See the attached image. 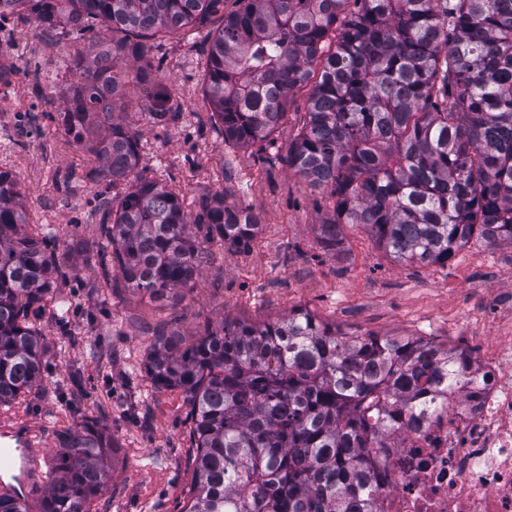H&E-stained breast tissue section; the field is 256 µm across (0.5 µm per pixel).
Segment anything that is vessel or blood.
Listing matches in <instances>:
<instances>
[{
	"instance_id": "b4317fda",
	"label": "vessel or blood",
	"mask_w": 512,
	"mask_h": 512,
	"mask_svg": "<svg viewBox=\"0 0 512 512\" xmlns=\"http://www.w3.org/2000/svg\"><path fill=\"white\" fill-rule=\"evenodd\" d=\"M42 453L40 434L17 427H1L0 494L30 497L42 479L39 465Z\"/></svg>"
}]
</instances>
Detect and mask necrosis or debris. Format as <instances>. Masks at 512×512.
Masks as SVG:
<instances>
[{"instance_id":"4bbe7bcc","label":"necrosis or debris","mask_w":512,"mask_h":512,"mask_svg":"<svg viewBox=\"0 0 512 512\" xmlns=\"http://www.w3.org/2000/svg\"><path fill=\"white\" fill-rule=\"evenodd\" d=\"M16 13L0 0V112L13 121L46 109L13 50ZM377 512H512V341L472 358L437 408L405 419L370 451Z\"/></svg>"}]
</instances>
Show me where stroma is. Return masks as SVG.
Returning <instances> with one entry per match:
<instances>
[{
  "label": "stroma",
  "instance_id": "1",
  "mask_svg": "<svg viewBox=\"0 0 512 512\" xmlns=\"http://www.w3.org/2000/svg\"><path fill=\"white\" fill-rule=\"evenodd\" d=\"M221 16L185 34L158 39L154 64L168 79L178 116L156 123L144 104L125 119L137 133L139 165L133 178L112 180L97 155L95 137L75 143L58 115L41 112L32 136H18L0 156L13 168L31 229L50 241L62 273L31 317L43 337L42 382L0 421L39 427L46 451L42 472L74 420L104 425L115 449L110 479L91 512H183L193 487L196 451L192 407L178 388L151 385L144 366L159 335L182 347L225 319L269 322L304 308L356 336L433 339L472 349L477 337L512 334V242L473 237L448 263L429 267L394 261L363 227L347 224L331 251L318 243L332 209L329 192L309 186L284 162L301 130L309 91L294 90L287 113L263 142L233 147L224 141L205 99L210 38ZM88 39L67 27L22 26L18 52L41 72L48 100L65 105L61 81L77 85ZM175 189L188 218L220 195L229 207L260 217L248 247L229 250L206 230L196 232L207 260L191 290L159 301L120 285L102 289L106 243L100 223L136 181ZM503 303L494 319L484 306Z\"/></svg>",
  "mask_w": 512,
  "mask_h": 512
}]
</instances>
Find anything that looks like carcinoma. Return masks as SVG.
<instances>
[{"instance_id":"obj_1","label":"carcinoma","mask_w":512,"mask_h":512,"mask_svg":"<svg viewBox=\"0 0 512 512\" xmlns=\"http://www.w3.org/2000/svg\"><path fill=\"white\" fill-rule=\"evenodd\" d=\"M208 55L206 96L224 139L264 141L308 87L302 131L285 164L330 189L320 224L336 247L359 224L396 261L443 264L474 234L512 242V0H242ZM224 0H46L40 22L63 15L79 34L125 38L85 57L69 124L99 135L112 180L138 167L137 133L118 119L127 73L151 116L178 113L153 40L206 23ZM101 229L131 288L161 300L190 286L203 256L179 194L141 181ZM200 223L228 249L260 226L220 195ZM60 265L28 231L17 182L0 172V406L42 380V336L29 321ZM469 353L430 340L353 336L304 309L262 324L224 320L183 350L160 342L145 373L192 406L195 485L185 512H376L369 449L402 415L437 402ZM113 455L105 428L78 422L56 450L38 512H90Z\"/></svg>"}]
</instances>
